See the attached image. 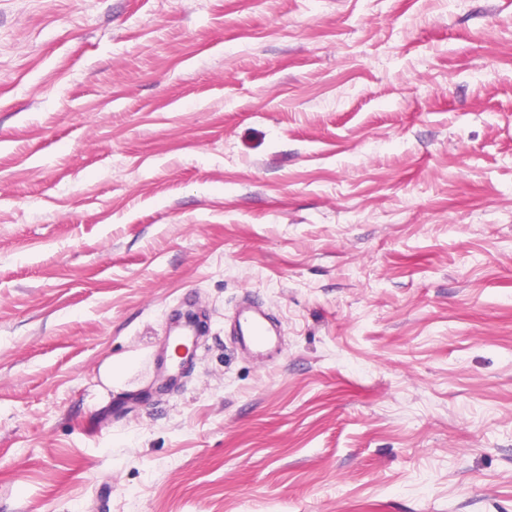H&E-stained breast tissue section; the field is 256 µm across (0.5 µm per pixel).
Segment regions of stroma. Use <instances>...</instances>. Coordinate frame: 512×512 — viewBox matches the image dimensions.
<instances>
[{"instance_id":"obj_1","label":"stroma","mask_w":512,"mask_h":512,"mask_svg":"<svg viewBox=\"0 0 512 512\" xmlns=\"http://www.w3.org/2000/svg\"><path fill=\"white\" fill-rule=\"evenodd\" d=\"M0 512H512V0H0ZM237 336L241 346L258 357H263L277 342V333L269 325L266 315L250 307L239 313Z\"/></svg>"}]
</instances>
